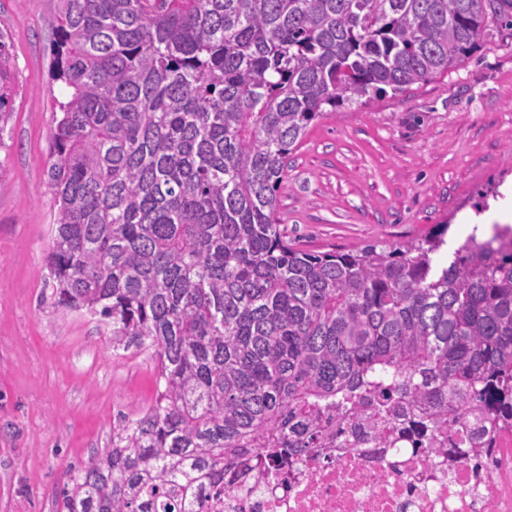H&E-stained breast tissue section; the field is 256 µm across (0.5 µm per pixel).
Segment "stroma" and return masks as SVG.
Wrapping results in <instances>:
<instances>
[{"label": "stroma", "instance_id": "obj_1", "mask_svg": "<svg viewBox=\"0 0 512 512\" xmlns=\"http://www.w3.org/2000/svg\"><path fill=\"white\" fill-rule=\"evenodd\" d=\"M59 0H0L10 120L0 133V512H59L64 475L110 447L112 426L155 398L146 351H113L96 320L55 309L44 258L56 209L46 184L50 63ZM512 183V26L447 74L311 124L288 159L277 218L315 252L397 245L448 224L468 235L482 192Z\"/></svg>", "mask_w": 512, "mask_h": 512}]
</instances>
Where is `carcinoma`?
I'll return each mask as SVG.
<instances>
[{"label":"carcinoma","instance_id":"obj_1","mask_svg":"<svg viewBox=\"0 0 512 512\" xmlns=\"http://www.w3.org/2000/svg\"><path fill=\"white\" fill-rule=\"evenodd\" d=\"M60 2L44 281L156 386L60 512H194L198 481L311 456L337 419L512 425V247L473 233L439 265L440 224L319 254L276 218L311 122L450 71L512 0ZM7 61L0 32V134Z\"/></svg>","mask_w":512,"mask_h":512}]
</instances>
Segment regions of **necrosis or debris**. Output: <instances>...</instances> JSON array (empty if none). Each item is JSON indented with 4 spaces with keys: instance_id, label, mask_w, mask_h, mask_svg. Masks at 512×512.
Segmentation results:
<instances>
[{
    "instance_id": "obj_1",
    "label": "necrosis or debris",
    "mask_w": 512,
    "mask_h": 512,
    "mask_svg": "<svg viewBox=\"0 0 512 512\" xmlns=\"http://www.w3.org/2000/svg\"><path fill=\"white\" fill-rule=\"evenodd\" d=\"M477 439L440 430L415 446L402 423L387 444L371 423L292 467L205 487L197 512H512V428L480 416Z\"/></svg>"
}]
</instances>
